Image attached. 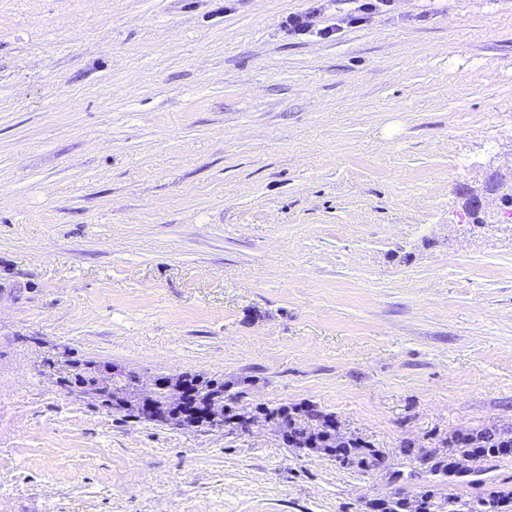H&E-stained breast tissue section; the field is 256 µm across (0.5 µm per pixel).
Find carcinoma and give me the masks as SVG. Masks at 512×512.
<instances>
[{
  "label": "carcinoma",
  "instance_id": "obj_1",
  "mask_svg": "<svg viewBox=\"0 0 512 512\" xmlns=\"http://www.w3.org/2000/svg\"><path fill=\"white\" fill-rule=\"evenodd\" d=\"M70 371L60 378L61 389L70 395L88 401L94 407L107 412H118L126 417L139 420L159 421L183 426L185 420L179 413L180 382L182 377L170 379L168 386L156 389L145 397L138 388L139 377L134 374L105 371L104 367L90 361H69ZM198 395L210 407V415L202 425L209 428L228 426L247 428L253 419L244 422L228 423L224 415V403L234 404L238 400L235 393H226L224 383L216 380L198 382ZM324 426L322 415L314 409L305 410L299 418L288 417L281 423L283 433L288 437L290 448H334L339 437L336 431H321L314 438L312 431ZM448 448H512V429L486 427L476 432L459 433L442 440ZM355 448L353 460L358 469L368 472L379 468L384 456L370 445L356 439L348 441ZM512 495L491 491L487 497L478 500L481 509L468 505L455 498L435 499V495L425 492L415 500L398 497L390 501L387 512H484L486 507H494L499 500Z\"/></svg>",
  "mask_w": 512,
  "mask_h": 512
}]
</instances>
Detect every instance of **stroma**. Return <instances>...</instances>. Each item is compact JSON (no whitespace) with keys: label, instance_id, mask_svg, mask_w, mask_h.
Wrapping results in <instances>:
<instances>
[{"label":"stroma","instance_id":"stroma-1","mask_svg":"<svg viewBox=\"0 0 512 512\" xmlns=\"http://www.w3.org/2000/svg\"><path fill=\"white\" fill-rule=\"evenodd\" d=\"M0 0V512H374L512 492V0ZM310 407L364 473L277 428L88 407L69 360ZM317 11L318 8L314 7L307 12L288 14L283 20L282 25L288 31L289 35H307L313 32V18ZM446 448H471L474 457H481L494 451L497 454L511 455L512 429H500L496 426L486 427L476 432L459 433L441 441Z\"/></svg>","mask_w":512,"mask_h":512}]
</instances>
